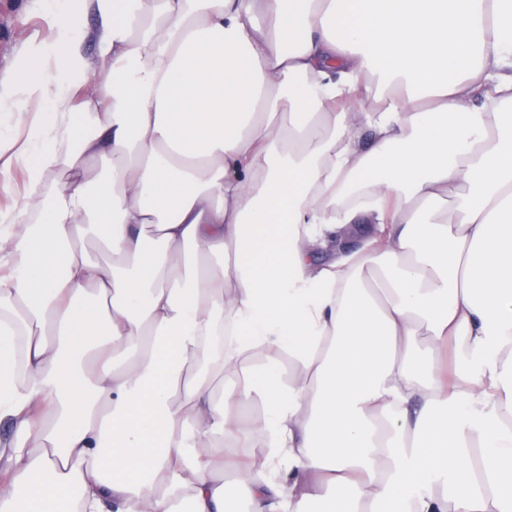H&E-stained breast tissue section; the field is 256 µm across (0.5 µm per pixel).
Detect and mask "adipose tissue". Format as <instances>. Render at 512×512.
I'll return each instance as SVG.
<instances>
[{
  "label": "adipose tissue",
  "mask_w": 512,
  "mask_h": 512,
  "mask_svg": "<svg viewBox=\"0 0 512 512\" xmlns=\"http://www.w3.org/2000/svg\"><path fill=\"white\" fill-rule=\"evenodd\" d=\"M78 6L0 84V512H512V0ZM36 110L37 105L30 103L26 105L24 112H0V137H2V142L7 144L16 135H20L21 140L26 138L37 119L38 112Z\"/></svg>",
  "instance_id": "1"
}]
</instances>
